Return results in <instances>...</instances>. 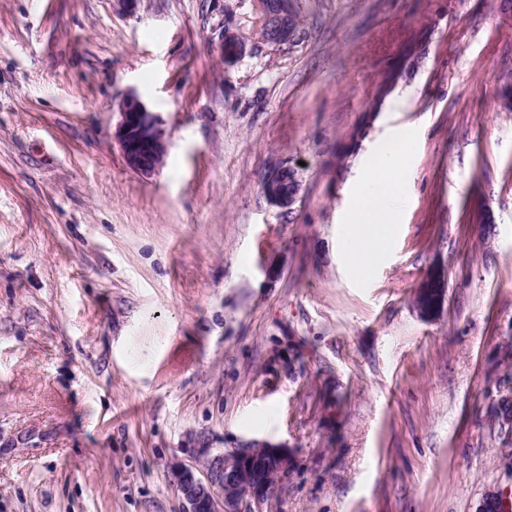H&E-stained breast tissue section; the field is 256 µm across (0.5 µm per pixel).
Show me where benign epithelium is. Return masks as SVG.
Returning <instances> with one entry per match:
<instances>
[{
	"mask_svg": "<svg viewBox=\"0 0 512 512\" xmlns=\"http://www.w3.org/2000/svg\"><path fill=\"white\" fill-rule=\"evenodd\" d=\"M292 0H253L251 33L232 29L220 39L224 62L232 65L261 49L278 51L291 45L297 33ZM114 137L127 166L151 175L162 167L168 145L161 124L147 104L130 92L118 106ZM301 189L296 172L286 166L273 170L263 181L267 199L281 208L290 207ZM445 273L434 269L416 292L419 313L431 317L442 308ZM290 470L288 450L267 442L249 448L191 450L187 463L176 461L171 475L180 495V512H267L275 487Z\"/></svg>",
	"mask_w": 512,
	"mask_h": 512,
	"instance_id": "7a95c632",
	"label": "benign epithelium"
}]
</instances>
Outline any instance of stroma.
<instances>
[{"label": "stroma", "mask_w": 512, "mask_h": 512, "mask_svg": "<svg viewBox=\"0 0 512 512\" xmlns=\"http://www.w3.org/2000/svg\"><path fill=\"white\" fill-rule=\"evenodd\" d=\"M293 7L292 46L228 66L250 0H0V512H178L202 442L288 448L272 512L512 490V0ZM131 91L168 142L149 176L112 135ZM399 135L360 274L348 212ZM400 140L384 141L366 164L367 176L383 180L389 189L395 186L394 170L399 157L397 145ZM289 174L293 181H290ZM301 189L296 172L286 166L273 170L263 181V191L267 199L281 208L290 207ZM440 282L443 288H434ZM446 279L441 269H434L427 274L416 292V306L425 317L434 316L440 311L445 301ZM442 292L441 295H439ZM438 294L433 296V294Z\"/></svg>", "instance_id": "stroma-1"}]
</instances>
